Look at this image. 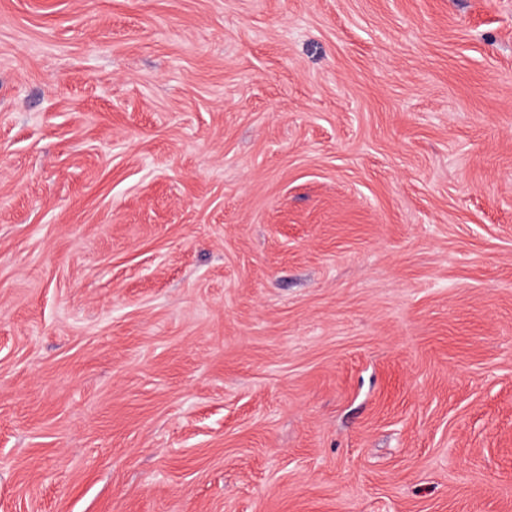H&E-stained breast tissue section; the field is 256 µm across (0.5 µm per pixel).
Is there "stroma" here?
Wrapping results in <instances>:
<instances>
[{
  "instance_id": "obj_1",
  "label": "stroma",
  "mask_w": 512,
  "mask_h": 512,
  "mask_svg": "<svg viewBox=\"0 0 512 512\" xmlns=\"http://www.w3.org/2000/svg\"><path fill=\"white\" fill-rule=\"evenodd\" d=\"M0 512H512V0H0Z\"/></svg>"
}]
</instances>
